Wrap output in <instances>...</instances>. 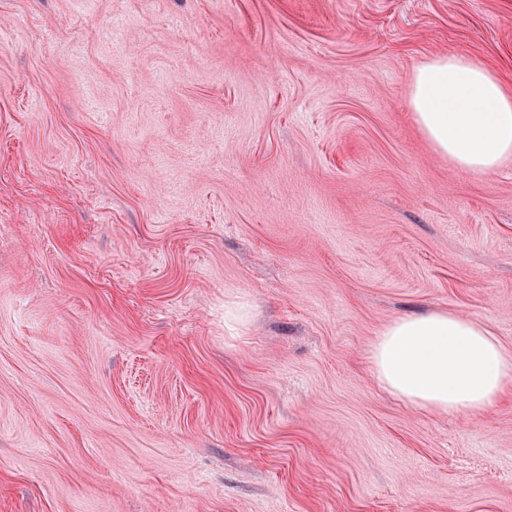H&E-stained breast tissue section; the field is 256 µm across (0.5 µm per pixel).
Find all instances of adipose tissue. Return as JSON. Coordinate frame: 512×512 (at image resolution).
Segmentation results:
<instances>
[{"label": "adipose tissue", "instance_id": "adipose-tissue-1", "mask_svg": "<svg viewBox=\"0 0 512 512\" xmlns=\"http://www.w3.org/2000/svg\"><path fill=\"white\" fill-rule=\"evenodd\" d=\"M421 134L457 170L484 174L512 159V86L459 55L422 62L409 89ZM384 391L417 408L476 416L512 390V351L484 325L445 310L397 318L370 350Z\"/></svg>", "mask_w": 512, "mask_h": 512}]
</instances>
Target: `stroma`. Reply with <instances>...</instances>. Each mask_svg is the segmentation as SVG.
<instances>
[{
  "instance_id": "stroma-1",
  "label": "stroma",
  "mask_w": 512,
  "mask_h": 512,
  "mask_svg": "<svg viewBox=\"0 0 512 512\" xmlns=\"http://www.w3.org/2000/svg\"><path fill=\"white\" fill-rule=\"evenodd\" d=\"M436 54L512 80V0H0V512H512V396L369 363L430 309L512 351V161L421 135Z\"/></svg>"
}]
</instances>
